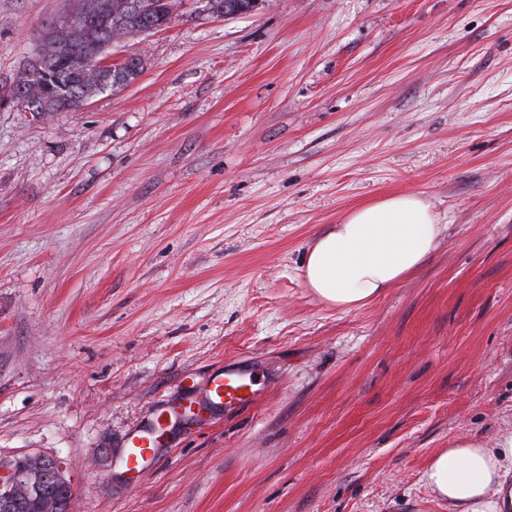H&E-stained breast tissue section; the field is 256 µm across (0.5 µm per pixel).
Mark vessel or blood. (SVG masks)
I'll return each mask as SVG.
<instances>
[{"mask_svg":"<svg viewBox=\"0 0 512 512\" xmlns=\"http://www.w3.org/2000/svg\"><path fill=\"white\" fill-rule=\"evenodd\" d=\"M251 369L244 366H228L223 371L211 375L206 388L200 394H188L180 404L186 414L195 410L231 411L256 403L262 396ZM164 429L160 421L133 430L125 439L124 460L128 467L140 468L146 460L155 458L156 450L162 444Z\"/></svg>","mask_w":512,"mask_h":512,"instance_id":"b4317fda","label":"vessel or blood"}]
</instances>
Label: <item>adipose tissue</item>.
Instances as JSON below:
<instances>
[{
  "mask_svg": "<svg viewBox=\"0 0 512 512\" xmlns=\"http://www.w3.org/2000/svg\"><path fill=\"white\" fill-rule=\"evenodd\" d=\"M442 230L439 213L419 193L363 204L312 242L305 283L327 304L366 305L420 268ZM424 480L448 512H512V437L497 448L460 440L434 456Z\"/></svg>",
  "mask_w": 512,
  "mask_h": 512,
  "instance_id": "obj_1",
  "label": "adipose tissue"
}]
</instances>
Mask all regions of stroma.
<instances>
[{
	"mask_svg": "<svg viewBox=\"0 0 512 512\" xmlns=\"http://www.w3.org/2000/svg\"><path fill=\"white\" fill-rule=\"evenodd\" d=\"M113 45L129 86L0 109V458L60 459L71 512H448L423 480L512 435V0H260ZM73 0H0V85ZM445 229L343 310L315 236L393 194ZM267 392L127 433L232 362ZM159 414L151 423L133 430L125 439L124 460L130 468H140L147 459L156 457L155 449L162 445L165 430Z\"/></svg>",
	"mask_w": 512,
	"mask_h": 512,
	"instance_id": "obj_1",
	"label": "stroma"
}]
</instances>
